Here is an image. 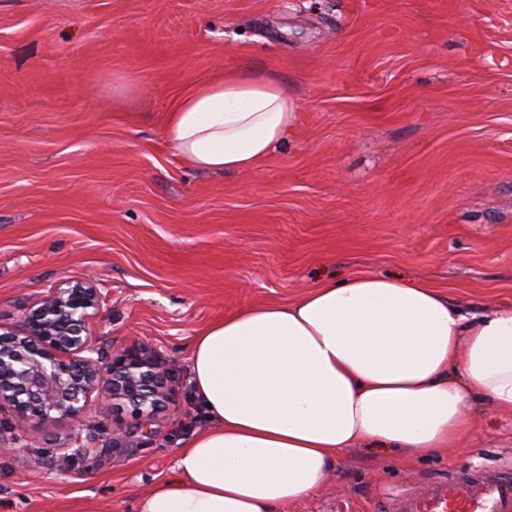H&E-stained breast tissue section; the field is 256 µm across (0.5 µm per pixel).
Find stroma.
<instances>
[{
	"mask_svg": "<svg viewBox=\"0 0 512 512\" xmlns=\"http://www.w3.org/2000/svg\"><path fill=\"white\" fill-rule=\"evenodd\" d=\"M234 68L280 80L301 129L253 170L196 171L165 115ZM361 274L512 304V0H0V325L90 275L105 353L177 363L152 414L0 432V512H134L208 425L196 332ZM477 470L512 471V414L486 402L451 454L352 449L284 512H381Z\"/></svg>",
	"mask_w": 512,
	"mask_h": 512,
	"instance_id": "stroma-1",
	"label": "stroma"
}]
</instances>
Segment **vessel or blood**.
Segmentation results:
<instances>
[{
    "label": "vessel or blood",
    "mask_w": 512,
    "mask_h": 512,
    "mask_svg": "<svg viewBox=\"0 0 512 512\" xmlns=\"http://www.w3.org/2000/svg\"><path fill=\"white\" fill-rule=\"evenodd\" d=\"M390 512H512V474L435 480L400 498Z\"/></svg>",
    "instance_id": "1"
}]
</instances>
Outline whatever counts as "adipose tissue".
Instances as JSON below:
<instances>
[{
  "label": "adipose tissue",
  "instance_id": "adipose-tissue-1",
  "mask_svg": "<svg viewBox=\"0 0 512 512\" xmlns=\"http://www.w3.org/2000/svg\"><path fill=\"white\" fill-rule=\"evenodd\" d=\"M299 124L282 83L237 69L189 86L165 132L188 166L224 173L253 169ZM189 361L210 425L135 512H281L347 450L444 456L471 434L475 399L512 413V307L476 317L422 282L358 275L226 314Z\"/></svg>",
  "mask_w": 512,
  "mask_h": 512
}]
</instances>
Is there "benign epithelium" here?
Listing matches in <instances>:
<instances>
[{
  "mask_svg": "<svg viewBox=\"0 0 512 512\" xmlns=\"http://www.w3.org/2000/svg\"><path fill=\"white\" fill-rule=\"evenodd\" d=\"M101 294L90 279L52 288L27 312L21 324L0 325V404L10 405L22 422L55 416L81 425L92 394L107 417L115 402L140 418L169 394L150 385L155 374L175 364L144 348H131L105 361L92 326Z\"/></svg>",
  "mask_w": 512,
  "mask_h": 512,
  "instance_id": "7a95c632",
  "label": "benign epithelium"
}]
</instances>
